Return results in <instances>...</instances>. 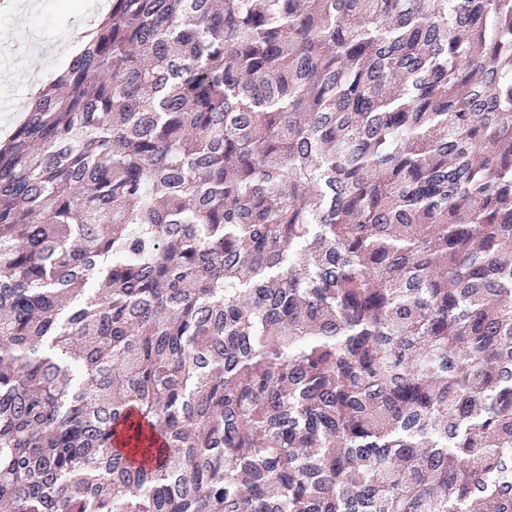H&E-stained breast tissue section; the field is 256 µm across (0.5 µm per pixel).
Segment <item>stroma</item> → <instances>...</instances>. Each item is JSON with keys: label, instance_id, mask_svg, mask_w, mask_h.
Segmentation results:
<instances>
[{"label": "stroma", "instance_id": "35a3bbf8", "mask_svg": "<svg viewBox=\"0 0 512 512\" xmlns=\"http://www.w3.org/2000/svg\"><path fill=\"white\" fill-rule=\"evenodd\" d=\"M98 14L86 0H38L37 8L23 6L20 14L0 13V87L12 88L16 99L10 111L0 112V140L7 138L24 116L27 71L20 64L16 45L44 60L41 80H49L68 64V44Z\"/></svg>", "mask_w": 512, "mask_h": 512}]
</instances>
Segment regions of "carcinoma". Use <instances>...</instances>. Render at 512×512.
Returning <instances> with one entry per match:
<instances>
[{
    "label": "carcinoma",
    "instance_id": "1",
    "mask_svg": "<svg viewBox=\"0 0 512 512\" xmlns=\"http://www.w3.org/2000/svg\"><path fill=\"white\" fill-rule=\"evenodd\" d=\"M0 144V512H512V0H108Z\"/></svg>",
    "mask_w": 512,
    "mask_h": 512
}]
</instances>
